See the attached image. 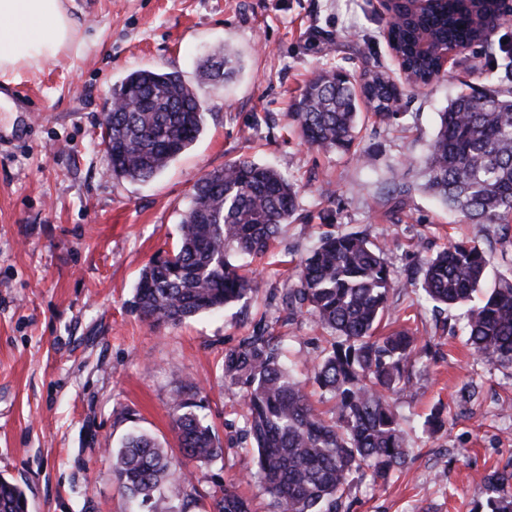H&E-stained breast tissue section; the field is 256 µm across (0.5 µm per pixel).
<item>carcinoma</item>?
<instances>
[{
  "instance_id": "cac0c4a2",
  "label": "carcinoma",
  "mask_w": 512,
  "mask_h": 512,
  "mask_svg": "<svg viewBox=\"0 0 512 512\" xmlns=\"http://www.w3.org/2000/svg\"><path fill=\"white\" fill-rule=\"evenodd\" d=\"M512 9L507 0H435L419 14L388 24L405 85L420 88L441 77L444 54L490 43L485 18ZM208 76L234 70L229 46L214 51ZM403 91L383 72L362 82L343 68L308 81L294 108L304 142L350 153L361 162L358 117L371 105L380 121L397 116ZM113 112L100 139L113 177L146 182L189 149L203 130L205 105L172 72L138 69L112 89ZM423 167L425 189L471 224H512V91L461 94L440 113ZM297 195L276 170L239 159L196 183L172 251L142 269L134 306L154 325H177L222 309L257 290L253 274L231 258L265 254ZM383 249L362 233L329 234L297 265L286 291L288 308L306 311L328 335L313 365V381L334 400L325 418L286 366L284 339L258 330L224 354V377L239 387L245 433L256 467L248 475L271 498L272 512H341L356 476L386 484L411 461L391 394L411 383L421 354L408 328L379 334L394 290ZM490 260L473 241H456L423 264L422 291L437 307L464 306L467 344L476 358L512 367V280L488 284ZM203 400L177 393L173 427L181 455L211 461L224 454L202 414ZM112 473L132 501L150 512H179L168 488L192 484V473L152 436L132 432L112 452ZM487 512H512V462L484 476ZM216 512H251L233 488L213 494ZM24 491L0 478V512H24Z\"/></svg>"
}]
</instances>
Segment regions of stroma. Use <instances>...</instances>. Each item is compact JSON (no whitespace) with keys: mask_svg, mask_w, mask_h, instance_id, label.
Listing matches in <instances>:
<instances>
[{"mask_svg":"<svg viewBox=\"0 0 512 512\" xmlns=\"http://www.w3.org/2000/svg\"><path fill=\"white\" fill-rule=\"evenodd\" d=\"M72 15L76 47L23 73L29 106L0 108V476L24 489L29 512H130L110 451L133 430L177 448L172 403L189 382L206 396L224 455L188 462L193 484L176 502L214 512L211 493L231 486L253 512H269L266 493L245 479L254 456L224 354L261 328L286 336L288 364L308 374L326 342L308 314L288 309L281 261L305 256L328 232H364L384 246L391 316L429 347L428 371L393 396L412 462L385 485L356 479L343 512H473L487 498L484 476L512 460V368L470 353L459 309L437 313L423 298L422 266L472 239L490 277H512V228L461 221L419 190L414 161L461 79L512 90L494 75L512 26L405 93L398 119L362 114L365 164L302 143L292 112L322 69L400 77L382 0H75ZM226 44L240 71L224 84L205 80L206 55ZM139 68L180 74L206 107L197 141L148 182L113 178L99 143L113 87ZM241 158L277 169L298 194L296 213L253 264L257 293L177 326L145 321L132 306L141 270L174 248L196 182ZM465 386L473 400L462 398ZM440 405L445 428L424 433Z\"/></svg>","mask_w":512,"mask_h":512,"instance_id":"35a3bbf8","label":"stroma"}]
</instances>
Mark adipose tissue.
Segmentation results:
<instances>
[{"instance_id": "obj_1", "label": "adipose tissue", "mask_w": 512, "mask_h": 512, "mask_svg": "<svg viewBox=\"0 0 512 512\" xmlns=\"http://www.w3.org/2000/svg\"><path fill=\"white\" fill-rule=\"evenodd\" d=\"M72 29L67 0H0V79L55 58Z\"/></svg>"}]
</instances>
